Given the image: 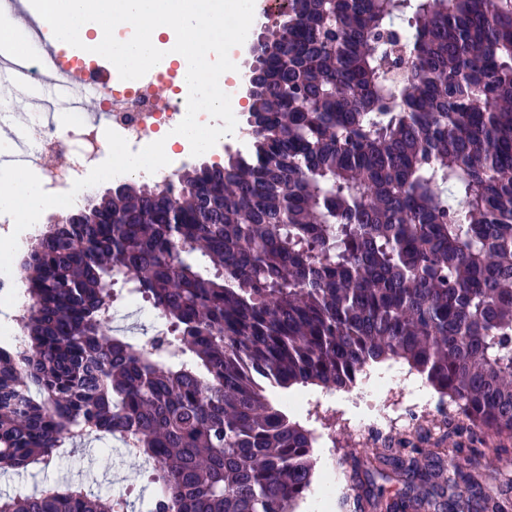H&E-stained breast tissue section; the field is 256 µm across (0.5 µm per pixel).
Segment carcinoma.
Instances as JSON below:
<instances>
[{"label": "carcinoma", "mask_w": 512, "mask_h": 512, "mask_svg": "<svg viewBox=\"0 0 512 512\" xmlns=\"http://www.w3.org/2000/svg\"><path fill=\"white\" fill-rule=\"evenodd\" d=\"M267 37L246 153L173 197L120 183L19 257L36 303L0 343V470L109 434L156 464L151 512H295L313 443L271 393L385 360L512 435V0H288ZM126 295L166 326L152 351L104 339ZM417 441L376 455L402 484L377 512H512L456 433ZM0 512L114 505L53 486Z\"/></svg>", "instance_id": "cac0c4a2"}]
</instances>
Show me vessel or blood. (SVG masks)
<instances>
[{
  "label": "vessel or blood",
  "mask_w": 512,
  "mask_h": 512,
  "mask_svg": "<svg viewBox=\"0 0 512 512\" xmlns=\"http://www.w3.org/2000/svg\"><path fill=\"white\" fill-rule=\"evenodd\" d=\"M10 16L18 20L23 36L36 41L38 56L43 62L38 81L22 75L14 56V45L0 41V95L23 97L33 107L52 103L63 111L83 107L88 92L85 72L78 67L62 68L59 43L48 33V24L30 0H9Z\"/></svg>",
  "instance_id": "b4317fda"
}]
</instances>
